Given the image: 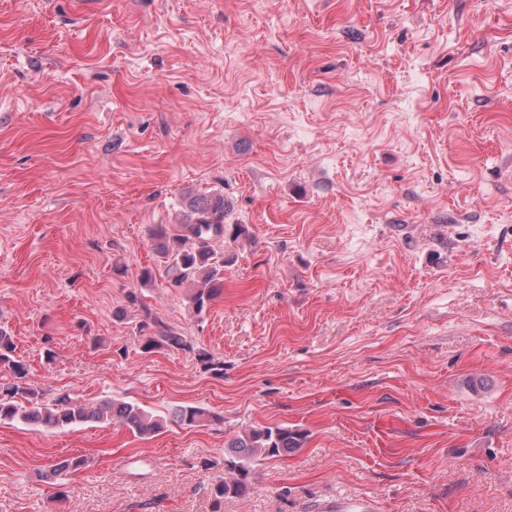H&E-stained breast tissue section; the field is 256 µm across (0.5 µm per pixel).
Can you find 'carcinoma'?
<instances>
[{
  "label": "carcinoma",
  "instance_id": "obj_1",
  "mask_svg": "<svg viewBox=\"0 0 512 512\" xmlns=\"http://www.w3.org/2000/svg\"><path fill=\"white\" fill-rule=\"evenodd\" d=\"M187 207L190 218L180 225L178 232L171 234L160 229L155 233L156 252L170 285L185 289L189 308L201 316L223 293L224 267L234 259L224 250V239L235 242L247 236V229L242 224L224 223L222 195L195 196L188 201ZM155 277L153 269H142L141 288L127 295L128 302L142 304L143 288L152 285ZM139 332L143 333L141 349L146 353L163 348L194 352L205 370L216 374L224 371V362L207 352L195 350L191 340L153 319L148 312L141 321ZM16 350L13 336L0 328V368L8 370L12 377V382L0 391V421L20 419L50 429H65L88 421L106 425L116 423L141 438H148L164 428L163 419L130 401L109 399L90 404L63 392L51 402H43L29 382L27 364L16 356ZM219 421L220 415L197 406H179L172 414V422L179 426L195 427ZM303 444L302 434L286 427L251 428L243 432L224 448V462L234 472V477L218 481L211 488V494L218 500L245 494L249 476L259 459L285 455ZM87 463V458L82 455L69 456L52 467L51 475L62 471L76 472Z\"/></svg>",
  "mask_w": 512,
  "mask_h": 512
}]
</instances>
